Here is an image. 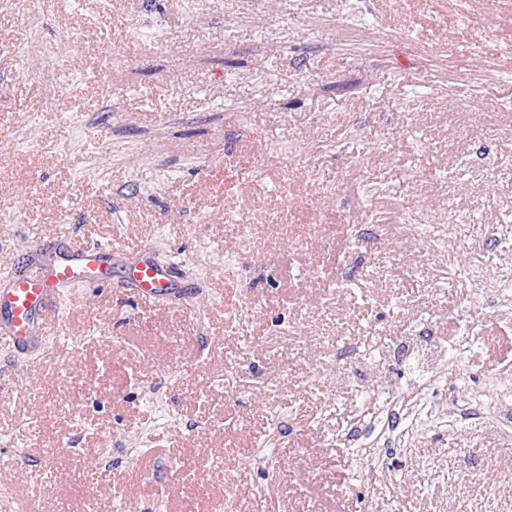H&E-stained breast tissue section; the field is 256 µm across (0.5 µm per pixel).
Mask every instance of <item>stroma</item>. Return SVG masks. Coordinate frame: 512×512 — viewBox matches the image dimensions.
<instances>
[{"mask_svg": "<svg viewBox=\"0 0 512 512\" xmlns=\"http://www.w3.org/2000/svg\"><path fill=\"white\" fill-rule=\"evenodd\" d=\"M509 50L512 0L0 8V289L66 233L148 246L178 290L82 284L39 355L0 347V512H512V445L474 427L426 428L368 490L331 355L453 339L459 267L512 238ZM351 224L382 235L340 290ZM511 364L490 316L448 380Z\"/></svg>", "mask_w": 512, "mask_h": 512, "instance_id": "35a3bbf8", "label": "stroma"}]
</instances>
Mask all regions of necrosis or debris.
Here are the masks:
<instances>
[{"label":"necrosis or debris","instance_id":"obj_1","mask_svg":"<svg viewBox=\"0 0 512 512\" xmlns=\"http://www.w3.org/2000/svg\"><path fill=\"white\" fill-rule=\"evenodd\" d=\"M458 305L461 313L455 318V344H447L427 326L406 331L396 344L369 355L349 339L337 348V367L358 374L389 358L423 362L403 386L377 382L365 388L359 411L338 433L341 447L353 451L365 486L384 483L385 457L413 443L429 426L479 425L502 443H512V420L496 418L498 410L512 406V369L500 368L478 383L451 385L445 377L449 348L468 352L481 330L482 315L490 312L500 320H512V277L502 276L490 286L478 284L460 297Z\"/></svg>","mask_w":512,"mask_h":512}]
</instances>
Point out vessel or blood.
<instances>
[{"mask_svg": "<svg viewBox=\"0 0 512 512\" xmlns=\"http://www.w3.org/2000/svg\"><path fill=\"white\" fill-rule=\"evenodd\" d=\"M111 271L109 246L61 237L39 247L28 268L0 290V343L17 353H40L52 327L59 323L61 289L90 280L111 285ZM124 289L148 307L172 291L166 269L144 254L130 266Z\"/></svg>", "mask_w": 512, "mask_h": 512, "instance_id": "obj_1", "label": "vessel or blood"}]
</instances>
